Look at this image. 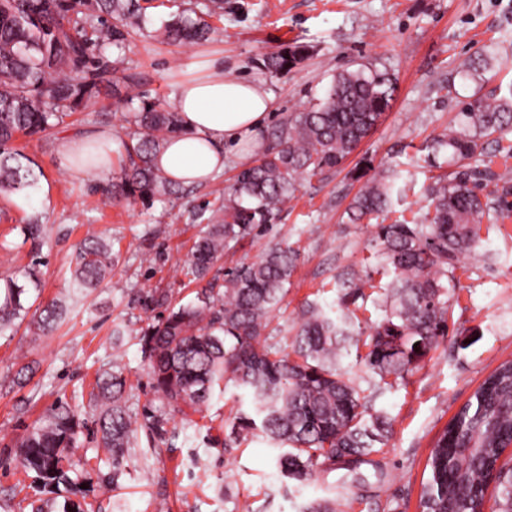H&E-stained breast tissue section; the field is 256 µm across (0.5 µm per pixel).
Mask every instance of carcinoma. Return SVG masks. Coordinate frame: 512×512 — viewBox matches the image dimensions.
<instances>
[{"label": "carcinoma", "mask_w": 512, "mask_h": 512, "mask_svg": "<svg viewBox=\"0 0 512 512\" xmlns=\"http://www.w3.org/2000/svg\"><path fill=\"white\" fill-rule=\"evenodd\" d=\"M224 12V0H203L191 14L163 26L166 43L209 39L207 18ZM143 30L139 0H0V194L29 198L39 187L33 161L14 146L16 135L54 129L65 116L95 105L101 88L114 82L135 85L121 57L110 59ZM307 55L301 45L265 55L272 74L287 71ZM396 79L387 72L345 69L331 80L325 97L292 115L276 134L275 147L241 168L224 189V202L209 217L210 228L192 247L185 274L199 284L195 301L166 307L141 331L149 386L161 408L131 409V391L120 369L111 368L94 383L91 418L56 400L26 429L18 465L34 474L39 488L71 484V450L81 438L100 434L98 445L112 458V481L125 468L137 429L160 441L173 414L208 409L215 388L232 383L240 390V409L229 422L224 450L248 438H261L279 450L277 465L301 484L321 469L341 465L363 482L361 464L386 444L392 420L371 404L341 359L357 349L364 371L384 381L401 377L448 335L453 298L444 284L461 256L479 252V226L498 224L489 183L509 184L506 176L476 162L488 144L512 130V91L501 97H475L456 114L455 125L434 140L432 149L448 153L454 170L433 178L425 204L408 223L386 224L401 171L388 167L367 179L350 202V224L376 221L375 245L382 268L392 275L379 287L377 305L384 318L367 338L360 337L349 305L363 297L365 283L337 275L339 311L309 303L297 314L289 344L260 343L288 292L295 252L277 242L258 260L213 272L224 247L274 223L294 197L299 180L338 167L378 125L391 107ZM118 180L97 186L103 205L122 197L150 204L174 194L155 167L154 156L178 129L175 106L143 101L128 117ZM23 242L40 247L45 226H22ZM72 287L94 289L112 276V242L84 240L73 259ZM41 261L15 271L0 293V335L16 320L30 318L34 334L45 333L61 317L52 301L35 312L25 304L26 285L39 287ZM365 352H359L360 348ZM512 441V361L503 362L458 411L433 449L431 478L420 499L421 512H477L489 485L496 492L492 512H512V465L501 463ZM62 510L43 500L32 512H92L88 490L74 487Z\"/></svg>", "instance_id": "cac0c4a2"}]
</instances>
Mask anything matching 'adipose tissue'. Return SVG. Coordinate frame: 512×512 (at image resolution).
<instances>
[{"label": "adipose tissue", "mask_w": 512, "mask_h": 512, "mask_svg": "<svg viewBox=\"0 0 512 512\" xmlns=\"http://www.w3.org/2000/svg\"><path fill=\"white\" fill-rule=\"evenodd\" d=\"M175 97L180 129L169 136L154 164L169 181L186 186L209 182L223 170L227 157L241 154L273 107V96L262 83L225 76L219 59L208 62L205 73L179 81ZM90 151L111 156V130L63 138L57 144L58 155L74 176L91 174V167L79 162Z\"/></svg>", "instance_id": "adipose-tissue-1"}]
</instances>
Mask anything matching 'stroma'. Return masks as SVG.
I'll list each match as a JSON object with an SVG mask.
<instances>
[{
	"label": "stroma",
	"mask_w": 512,
	"mask_h": 512,
	"mask_svg": "<svg viewBox=\"0 0 512 512\" xmlns=\"http://www.w3.org/2000/svg\"><path fill=\"white\" fill-rule=\"evenodd\" d=\"M192 2L140 0L144 33L122 50L129 73L149 98L169 103L193 64L214 56L223 58L225 74L263 81L275 104L257 133L252 157L275 144L288 117L323 98L343 69L372 66L398 82L391 109L340 167L302 181L275 224L224 250V268L259 259L274 241L296 252L288 294L269 326L285 343L305 303L336 306L337 270L385 282L371 245L373 226L346 221L345 211L365 183L361 170L398 167L404 192L394 201L396 214L410 215L422 205L424 185L448 164L443 155L430 161L428 147L447 133L462 102L476 93L502 96L512 89V0H224L211 40L162 43L158 32L164 23ZM292 44L308 46V57L286 72L269 73L263 56ZM479 55L488 57L487 70L466 75L468 63ZM137 107L120 84L104 89L97 105L64 117L50 133L23 138L44 172V192L26 210L16 209L10 195H0V274L30 262L21 226L39 220L47 233L39 251L37 302L63 297L68 305L65 319L48 334L33 335L20 325L14 335H0V512H31L32 479L17 466L16 445L56 399L88 407L97 375L116 364L133 387L136 408L153 403L139 344L152 314L138 304L137 294L169 288L173 300H194L196 284L181 266L208 229L205 211L219 206L225 187L246 164L229 158L214 180L150 208L122 199L103 205L92 187L118 175V167L74 177L56 144L101 128L122 140L125 119ZM91 233L112 242V278L101 288L81 291L71 286L70 261ZM480 235L494 259L484 265L467 257L457 261L447 340L375 400L376 409L392 417L394 433L372 455L388 476L366 500H358L357 490L342 489L339 469L318 473L304 485L286 479L264 442L225 452L224 423L238 408L231 385L214 393L205 415L170 422L165 441L136 432L116 485L102 484L112 467L105 449L90 440L74 451L75 459L90 465L73 470L72 478L91 484L95 512L161 507L166 512H300L316 499L336 500L341 512H419L430 452L440 434L481 381L512 360V215L504 223L483 225ZM118 326L124 336L117 343L112 331ZM21 353L34 375L20 388L12 379Z\"/></svg>",
	"instance_id": "stroma-1"
}]
</instances>
